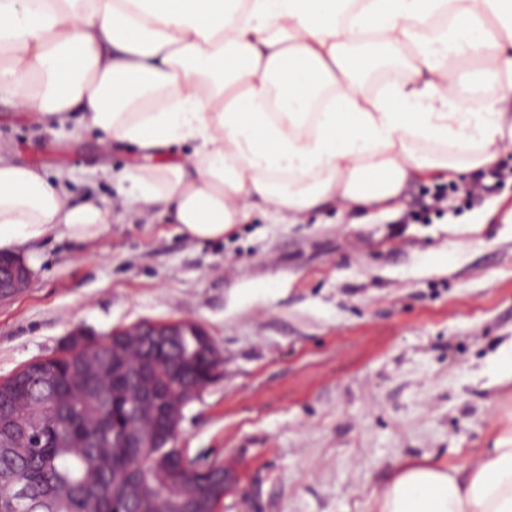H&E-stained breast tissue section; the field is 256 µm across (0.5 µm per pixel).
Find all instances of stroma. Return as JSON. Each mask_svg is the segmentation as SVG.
<instances>
[{
    "label": "stroma",
    "mask_w": 512,
    "mask_h": 512,
    "mask_svg": "<svg viewBox=\"0 0 512 512\" xmlns=\"http://www.w3.org/2000/svg\"><path fill=\"white\" fill-rule=\"evenodd\" d=\"M0 152L74 200L112 204L110 230L33 243L44 261L0 296V380L143 321L195 322L220 355L176 445L236 482L217 512H368L405 461L454 464L512 429V182L473 204L470 177L412 181L398 211L354 224L343 204L284 224L251 209L219 240L126 201L132 154L80 118L45 128L0 96ZM109 165L111 177L98 169ZM441 192L442 213L410 219Z\"/></svg>",
    "instance_id": "stroma-1"
}]
</instances>
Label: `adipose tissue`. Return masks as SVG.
Returning a JSON list of instances; mask_svg holds the SVG:
<instances>
[{"mask_svg":"<svg viewBox=\"0 0 512 512\" xmlns=\"http://www.w3.org/2000/svg\"><path fill=\"white\" fill-rule=\"evenodd\" d=\"M465 61L494 95H462ZM0 85L41 125L79 112L130 147L129 196L189 238L223 237L248 202L293 221L340 199L363 224L512 148V0H0ZM65 180L0 157V252L35 267L31 243L109 231V203ZM370 512H512V436L398 465Z\"/></svg>","mask_w":512,"mask_h":512,"instance_id":"adipose-tissue-1","label":"adipose tissue"}]
</instances>
